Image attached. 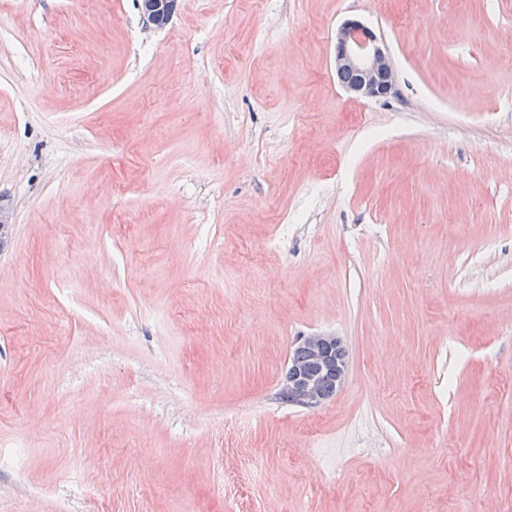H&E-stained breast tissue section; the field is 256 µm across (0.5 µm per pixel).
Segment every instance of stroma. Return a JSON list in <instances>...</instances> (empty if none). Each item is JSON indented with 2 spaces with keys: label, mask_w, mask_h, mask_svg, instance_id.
Instances as JSON below:
<instances>
[{
  "label": "stroma",
  "mask_w": 512,
  "mask_h": 512,
  "mask_svg": "<svg viewBox=\"0 0 512 512\" xmlns=\"http://www.w3.org/2000/svg\"><path fill=\"white\" fill-rule=\"evenodd\" d=\"M0 205V512H512V0H0ZM139 6L147 22L160 26L165 24L176 8V0H140ZM336 81L356 97L381 98L395 87V73L381 37L356 20L336 30ZM295 347L305 356L290 355L282 378L281 398L302 407L315 409L337 394L343 387L348 371L349 352L339 336L315 333L300 337ZM292 393V396L289 393Z\"/></svg>",
  "instance_id": "stroma-1"
}]
</instances>
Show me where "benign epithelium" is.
I'll use <instances>...</instances> for the list:
<instances>
[{
  "label": "benign epithelium",
  "mask_w": 512,
  "mask_h": 512,
  "mask_svg": "<svg viewBox=\"0 0 512 512\" xmlns=\"http://www.w3.org/2000/svg\"><path fill=\"white\" fill-rule=\"evenodd\" d=\"M147 22L165 24L176 8V0H140ZM334 71L336 81L357 97L381 98L395 87V73L382 38L356 20L343 22L336 30ZM295 347L305 356L289 358L281 393L315 409L337 394L348 371L349 352L339 336L315 333L300 337Z\"/></svg>",
  "instance_id": "7a95c632"
}]
</instances>
